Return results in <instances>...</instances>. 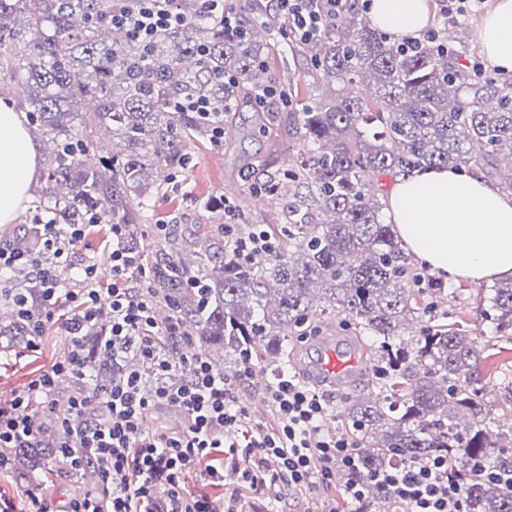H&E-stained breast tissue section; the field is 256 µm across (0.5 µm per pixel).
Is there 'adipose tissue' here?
Masks as SVG:
<instances>
[{
    "label": "adipose tissue",
    "instance_id": "1",
    "mask_svg": "<svg viewBox=\"0 0 512 512\" xmlns=\"http://www.w3.org/2000/svg\"><path fill=\"white\" fill-rule=\"evenodd\" d=\"M371 25L390 35H420L428 0H370ZM487 61L512 72V0H494L476 33ZM40 153L23 113L0 101V233L13 224L40 176ZM387 211L407 251L438 274L469 282L512 279V197L480 169H415L391 180Z\"/></svg>",
    "mask_w": 512,
    "mask_h": 512
}]
</instances>
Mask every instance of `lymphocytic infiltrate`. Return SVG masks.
<instances>
[{
    "label": "lymphocytic infiltrate",
    "mask_w": 512,
    "mask_h": 512,
    "mask_svg": "<svg viewBox=\"0 0 512 512\" xmlns=\"http://www.w3.org/2000/svg\"><path fill=\"white\" fill-rule=\"evenodd\" d=\"M345 0H274V10L287 14L295 34L303 39L317 35L325 19L338 16ZM182 13L160 6L158 0H129L113 12L112 23L127 28L136 38L149 41L160 31L180 24ZM122 227H112V286H95L97 270L85 266L83 285L67 290V297L82 311L70 330L79 335L84 325L97 319L100 304H108L112 324L109 335L121 342L154 324L152 307L139 287L128 277L130 259L121 245ZM43 260H34L17 244L0 246V277L26 267L45 283V301L55 304L60 284L63 252L45 225L41 236ZM142 358L152 370V386L144 388L139 376L114 381L105 421L86 423L78 432L85 459L99 482L109 492L104 512H154L156 500H164V512H217L203 494L183 488L184 474L191 466L206 463L209 483L223 482V468L210 465L218 449L241 452L252 460L241 475L249 485L264 486L273 494L285 489L331 479L337 465L354 467L355 452L341 435L322 431L329 415L324 396L310 390L294 376L283 373L267 382L264 392L278 416L275 430L251 422L237 403V385L225 379L202 359L188 363L186 374L176 377L172 365L160 356L149 339L139 344ZM78 353L33 380L28 390L16 396L10 408H0V447L26 448L37 437L32 408L54 409V387L63 376L78 375ZM158 406H174L187 418L185 427L164 435L147 433L148 413ZM376 486L387 490L411 512H468L459 479L449 477L448 462L436 457L421 469H398L377 473Z\"/></svg>",
    "instance_id": "f902f5d3"
}]
</instances>
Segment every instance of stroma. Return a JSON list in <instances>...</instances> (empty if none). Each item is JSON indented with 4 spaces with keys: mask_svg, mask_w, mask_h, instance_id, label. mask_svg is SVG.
Masks as SVG:
<instances>
[{
    "mask_svg": "<svg viewBox=\"0 0 512 512\" xmlns=\"http://www.w3.org/2000/svg\"><path fill=\"white\" fill-rule=\"evenodd\" d=\"M233 123L236 130L224 146L205 143L195 146L193 165L185 175L181 189L154 199L157 222L176 224L183 229L193 224L216 223L215 214L199 210L196 205L198 198L207 196L217 200L229 198L250 221L260 224L274 222L286 210L288 203L284 200L261 204L259 197L250 191L241 178L240 172L244 167L273 155L287 160V127H280L278 132L270 135L255 134L252 115L248 112L236 114ZM108 233V225H98L96 232L85 235L67 248L62 267L66 287H80L84 265L99 263L101 258L111 254L112 248L106 241ZM443 285L454 293L448 305L449 314L464 312L480 342L494 345L489 325L482 322L479 316L480 285L460 279L444 280ZM69 343L68 324L55 318L37 348L0 352V400L10 401L16 393L27 389L42 371L63 359ZM243 466L240 455L225 454L224 483L212 490L213 495L219 498H235L239 512H352L343 487L336 481L293 490L275 500L261 489L240 485L239 473Z\"/></svg>",
    "mask_w": 512,
    "mask_h": 512,
    "instance_id": "1",
    "label": "stroma"
}]
</instances>
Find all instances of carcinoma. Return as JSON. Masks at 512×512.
I'll return each instance as SVG.
<instances>
[{
    "label": "carcinoma",
    "instance_id": "carcinoma-1",
    "mask_svg": "<svg viewBox=\"0 0 512 512\" xmlns=\"http://www.w3.org/2000/svg\"><path fill=\"white\" fill-rule=\"evenodd\" d=\"M114 0H0V92L26 89L33 131L53 145L36 215L59 226L122 224L129 275L143 278L153 308L167 316L152 330L157 351L182 368L190 352L223 372L247 355L280 371L294 357L295 334L325 314L343 317L372 367L367 390L337 412L355 446L356 467L336 468L371 491H385L379 470L420 468L448 459L465 472L470 512H512V485L493 484L484 467H512V370L495 402L474 377L483 359L467 323L448 318V289L423 274L383 220L378 179L413 168L477 167L512 191V81L468 69L469 47L442 33L393 41L353 0L319 35L300 40L288 20L258 21L244 40L224 31L220 15H201L192 0H165L182 24L143 43L112 26ZM304 57L306 96L270 70L274 43ZM276 86L278 110L251 103ZM203 96L213 111L175 112V98ZM261 134L290 113L292 151L282 168L261 164L260 194L286 195L280 224H237L235 234L265 232L273 252L240 260L224 242V225L160 231L151 201L175 188L193 162L192 146L212 140L245 107ZM156 240L150 247L146 238ZM0 351L24 349L44 335V286L19 271L0 288ZM483 319L512 342V280L488 288ZM110 313L73 339L83 374L64 377L56 397H101L131 372L151 380L140 337L112 352ZM176 320L179 331L166 325ZM31 448H0L6 469L39 485L52 468L70 467L54 421L41 422Z\"/></svg>",
    "mask_w": 512,
    "mask_h": 512
}]
</instances>
